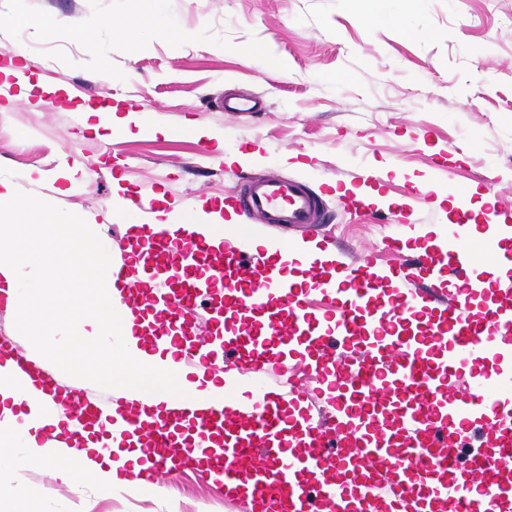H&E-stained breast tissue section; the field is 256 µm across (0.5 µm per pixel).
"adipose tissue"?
Masks as SVG:
<instances>
[{"instance_id":"adipose-tissue-1","label":"adipose tissue","mask_w":512,"mask_h":512,"mask_svg":"<svg viewBox=\"0 0 512 512\" xmlns=\"http://www.w3.org/2000/svg\"><path fill=\"white\" fill-rule=\"evenodd\" d=\"M164 0H133L138 32L154 31L183 44L191 35L168 22ZM93 222L59 215L0 190V293L16 317V333L38 330L44 355L74 375H89L143 401L175 394L200 402L208 390L196 385L171 388L155 358L133 349L136 321L121 307L118 262L110 244L93 235ZM25 398L26 412L15 410ZM50 396L34 385H20L15 367H0V472L15 469L17 456L54 465L63 482L90 485L101 498L114 496L116 463L101 465L90 451L75 452L47 438V426L62 427Z\"/></svg>"}]
</instances>
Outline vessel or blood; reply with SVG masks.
I'll list each match as a JSON object with an SVG mask.
<instances>
[{
  "mask_svg": "<svg viewBox=\"0 0 512 512\" xmlns=\"http://www.w3.org/2000/svg\"><path fill=\"white\" fill-rule=\"evenodd\" d=\"M446 244L399 265L345 261L330 251L323 199L303 181L247 177L224 199L233 224L219 244L191 224L152 221L149 192L136 241L118 274L145 352L170 354L173 384L209 380L214 402L170 398L117 406L40 381L74 420L65 441L92 432L121 484H159L196 466L249 512H504L512 440L461 459L479 422L512 421L483 353L512 342V311L478 304L499 285L474 279L475 252L458 234L470 190L456 188ZM305 237L269 238L274 227ZM452 289H443L444 281ZM449 321L412 334L438 306ZM205 308L199 333L196 308Z\"/></svg>",
  "mask_w": 512,
  "mask_h": 512,
  "instance_id": "obj_1",
  "label": "vessel or blood"
}]
</instances>
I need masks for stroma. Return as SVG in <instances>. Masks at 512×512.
<instances>
[{"mask_svg": "<svg viewBox=\"0 0 512 512\" xmlns=\"http://www.w3.org/2000/svg\"><path fill=\"white\" fill-rule=\"evenodd\" d=\"M191 32L130 43L110 23L131 0H0V52L42 105L0 98V180L21 197L85 217L113 210L100 236L123 257L133 194L155 191L154 209L182 215L219 210L244 174L305 182L325 201L324 230L350 259L370 252L392 265L414 251L385 250L400 234L386 207L355 209L363 177L382 197L411 207L421 243L455 221L443 194L473 186L470 220L479 236L512 232V0H404L402 17L381 0H167ZM267 48L265 58L251 53ZM258 98L256 112H228L225 99ZM111 101L168 135L105 140L82 129L78 106ZM223 134V151L254 147L260 159L226 164L192 125ZM76 166L75 180L62 178ZM27 484L44 512H244L224 491L184 471L164 494L98 498L46 467L0 474Z\"/></svg>", "mask_w": 512, "mask_h": 512, "instance_id": "obj_1", "label": "stroma"}]
</instances>
